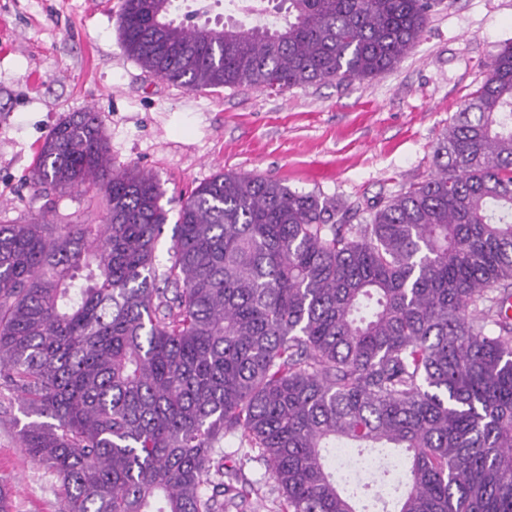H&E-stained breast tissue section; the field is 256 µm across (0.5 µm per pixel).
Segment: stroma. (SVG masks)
<instances>
[{
    "instance_id": "35a3bbf8",
    "label": "stroma",
    "mask_w": 512,
    "mask_h": 512,
    "mask_svg": "<svg viewBox=\"0 0 512 512\" xmlns=\"http://www.w3.org/2000/svg\"><path fill=\"white\" fill-rule=\"evenodd\" d=\"M120 0H0V224L48 212L98 223V185L34 193L28 176L49 132L77 112L97 115L115 168L153 173L168 220L156 256L166 262L179 200L215 174L255 173L342 207L386 200L437 172L433 151L512 43V0H437L426 31L390 72L280 94L252 88L189 91L144 71L121 46ZM26 422L0 386V476L13 512H61L59 481L21 448ZM227 466L257 488L239 512H274L262 463Z\"/></svg>"
}]
</instances>
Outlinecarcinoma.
Returning a JSON list of instances; mask_svg holds the SVG:
<instances>
[{
  "label": "carcinoma",
  "instance_id": "1",
  "mask_svg": "<svg viewBox=\"0 0 512 512\" xmlns=\"http://www.w3.org/2000/svg\"><path fill=\"white\" fill-rule=\"evenodd\" d=\"M198 25L178 0H121L140 66L193 91H286L393 69L432 0H279ZM371 207L220 173L180 201L111 170L93 112L39 148L34 187L101 182L98 224H0V384L65 512H228L249 491L222 441L265 465L279 512H512V45L435 158ZM338 448H401L392 499L336 481Z\"/></svg>",
  "mask_w": 512,
  "mask_h": 512
}]
</instances>
